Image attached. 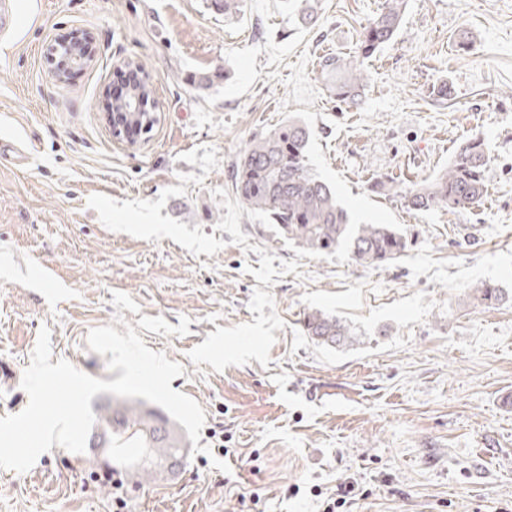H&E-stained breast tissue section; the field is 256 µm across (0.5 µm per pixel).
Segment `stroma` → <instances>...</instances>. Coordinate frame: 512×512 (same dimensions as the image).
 Listing matches in <instances>:
<instances>
[{
  "label": "stroma",
  "mask_w": 512,
  "mask_h": 512,
  "mask_svg": "<svg viewBox=\"0 0 512 512\" xmlns=\"http://www.w3.org/2000/svg\"><path fill=\"white\" fill-rule=\"evenodd\" d=\"M384 2L318 0L307 27L304 0H244L234 19L210 0H35L0 29V417L28 404L44 326L53 359L117 379L87 335L121 318L183 366L170 386L204 409L200 443L223 444L230 467L171 422L178 456L141 470L125 512H322L340 496L339 512H512V304L470 291L512 294V0H407L346 107L320 62L355 56ZM79 29L96 59L57 80L47 51ZM128 60L153 76L160 115L133 147L104 120ZM291 118L313 171L356 218L397 227L406 256L311 255L242 205L236 161ZM474 137L491 156L482 201L409 210L405 193ZM385 176L395 194L373 193ZM311 310L358 344L314 343ZM92 473L58 446L0 469V512H113L109 487L85 491ZM473 296L476 301L488 306L512 301V296L506 294L496 283L490 281L481 282L474 286Z\"/></svg>",
  "instance_id": "1"
}]
</instances>
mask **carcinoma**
<instances>
[{
  "label": "carcinoma",
  "instance_id": "carcinoma-1",
  "mask_svg": "<svg viewBox=\"0 0 512 512\" xmlns=\"http://www.w3.org/2000/svg\"><path fill=\"white\" fill-rule=\"evenodd\" d=\"M405 0H385L380 13L361 32L359 55L369 57L392 42L397 34ZM327 89L336 101L356 106L362 99L365 81L361 68L340 55L327 56L320 62ZM129 89L151 74L137 63L123 72ZM142 121H150L136 136L152 132L157 119L155 102L146 96L140 106ZM309 131L298 120H288L252 139L235 164V193L249 209L260 213L269 224L278 227L280 235L312 254H329L346 250L359 264L380 267L404 257L409 250L407 237L392 224H355L341 206L334 190L320 180L309 167L307 146ZM489 150L480 139L461 143L448 163V169L433 182L405 194L407 205L419 211L441 206L450 211L469 208L484 197L485 171ZM476 301L499 305L512 301V296L493 282H482L473 288ZM306 335L331 349L354 345L355 339L342 319L312 310L302 320ZM122 413L125 430L139 439L141 458L151 461L152 449L168 452L169 445L159 441V426H149L138 408L125 398H112V414Z\"/></svg>",
  "mask_w": 512,
  "mask_h": 512
}]
</instances>
